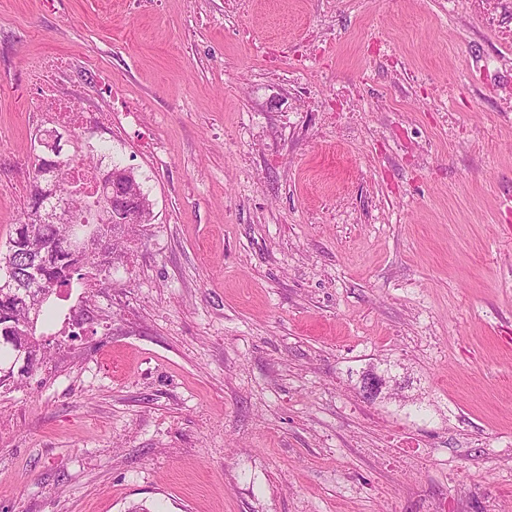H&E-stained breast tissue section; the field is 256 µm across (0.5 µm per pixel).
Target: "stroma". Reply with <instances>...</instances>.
<instances>
[{
    "label": "stroma",
    "instance_id": "35a3bbf8",
    "mask_svg": "<svg viewBox=\"0 0 512 512\" xmlns=\"http://www.w3.org/2000/svg\"><path fill=\"white\" fill-rule=\"evenodd\" d=\"M512 0H0V244L30 73L152 205L0 391V512H512ZM396 398L369 402L361 373Z\"/></svg>",
    "mask_w": 512,
    "mask_h": 512
}]
</instances>
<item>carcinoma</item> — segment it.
<instances>
[{
	"instance_id": "carcinoma-1",
	"label": "carcinoma",
	"mask_w": 512,
	"mask_h": 512,
	"mask_svg": "<svg viewBox=\"0 0 512 512\" xmlns=\"http://www.w3.org/2000/svg\"><path fill=\"white\" fill-rule=\"evenodd\" d=\"M85 164L87 159L78 156L54 161V177L59 194L52 207L62 206L68 196H73L75 214L68 222L52 216L38 217L39 210L47 203L40 189L41 166L38 163L34 165L24 221L16 225L8 239L12 250L0 252V262L6 260L13 268V282L8 286L0 285V368L13 363L23 352L29 360L25 374L33 372L45 358L42 339L35 332L44 307L61 289L71 287L76 279H84L83 269L87 266L104 267L112 263L111 256L93 251L77 259L67 248L74 226L102 221L94 203L99 193L103 191L110 198L112 184H118L124 196L115 198L111 205L115 209L122 206L129 211L138 208L139 200L146 199L134 173L116 165L106 170L96 167L97 174L105 176V179L100 181L98 192H88L76 176V169ZM41 249L45 250V254L37 274L30 275L27 273V258L35 256V252ZM25 325L32 326L34 332L29 336L18 335L17 330Z\"/></svg>"
}]
</instances>
